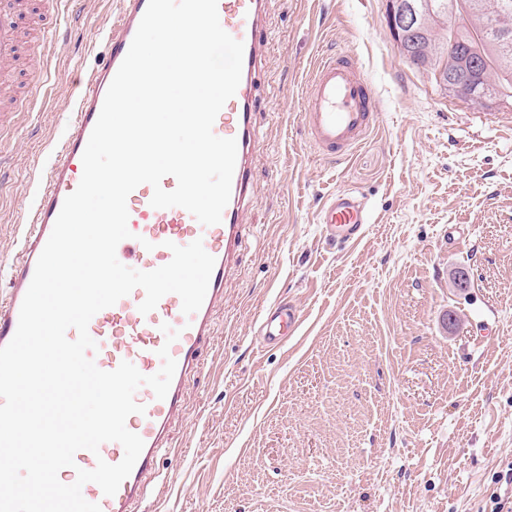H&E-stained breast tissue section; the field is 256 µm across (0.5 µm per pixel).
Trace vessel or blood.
<instances>
[{
  "label": "vessel or blood",
  "mask_w": 512,
  "mask_h": 512,
  "mask_svg": "<svg viewBox=\"0 0 512 512\" xmlns=\"http://www.w3.org/2000/svg\"><path fill=\"white\" fill-rule=\"evenodd\" d=\"M148 0H118L113 20L102 39L104 52L96 66L84 76V88L68 100L65 133L46 163V180L36 194L26 231L9 271V288L0 298V347L13 338L22 301L31 283L37 260L52 232L65 198L79 185L83 173L82 155L101 112L106 92L124 60ZM20 4L0 0V61L12 59L18 49ZM222 28L244 44L240 84L235 95L218 113L213 132L237 141V157L230 199L219 224L202 225L181 207H152L153 188L142 184L127 198L131 238L119 243L118 260L127 267L152 271L170 262L171 245L186 246L202 241L214 257L215 266L202 306L185 315L177 294L161 298L156 308L141 313L143 289H134L115 305L99 311L90 320L88 332L96 343L88 356L104 371L115 370L121 362L132 363L143 375L156 374L163 361L158 354L168 347L177 367L165 399L141 386L135 401L144 413L130 415L128 430L143 441V449L129 476L114 495H105L96 483L83 485V497L98 504L101 512H135L147 498V479L156 470L160 451L166 445L170 428L184 405L187 382L199 368L202 348L209 343L218 302L224 296V281L234 268L244 240V214L250 202L251 168L255 148V106L263 50L268 45L265 0H218ZM379 113L372 83L358 58L339 52L315 64L304 99L302 122L315 150L333 160L346 158L375 127ZM370 216L356 194L340 191L322 206L318 221L327 239L339 243L361 238ZM301 318L300 311L288 304L269 308L262 317L261 330L266 344L284 341ZM178 330L175 341H167L164 327ZM122 445L103 443L98 452L78 451L75 464L61 471L66 483H73L78 470H91L98 460L119 463Z\"/></svg>",
  "instance_id": "obj_1"
}]
</instances>
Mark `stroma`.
Returning a JSON list of instances; mask_svg holds the SVG:
<instances>
[{
	"instance_id": "stroma-1",
	"label": "stroma",
	"mask_w": 512,
	"mask_h": 512,
	"mask_svg": "<svg viewBox=\"0 0 512 512\" xmlns=\"http://www.w3.org/2000/svg\"><path fill=\"white\" fill-rule=\"evenodd\" d=\"M25 2L49 43L15 63L32 111H9L0 85V292L41 154L117 7ZM266 21L248 238L139 512H491L493 492L512 494V103L486 116L407 63L385 0H266ZM340 50L380 119L333 161L301 113L314 65ZM339 190L370 211L353 243L317 221ZM280 302L303 322L267 347L258 320Z\"/></svg>"
}]
</instances>
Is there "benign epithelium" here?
Returning a JSON list of instances; mask_svg holds the SVG:
<instances>
[{"label": "benign epithelium", "mask_w": 512, "mask_h": 512, "mask_svg": "<svg viewBox=\"0 0 512 512\" xmlns=\"http://www.w3.org/2000/svg\"><path fill=\"white\" fill-rule=\"evenodd\" d=\"M387 22L394 37L399 54L410 65L429 72L436 83L453 97L465 101L478 99L487 111L494 110L501 102L496 92L482 91L478 87L483 74V62L465 44L448 43V66L436 64L431 56L425 37L434 23H448L454 11L453 4L448 10L434 14L417 7L406 0H386Z\"/></svg>", "instance_id": "benign-epithelium-1"}]
</instances>
